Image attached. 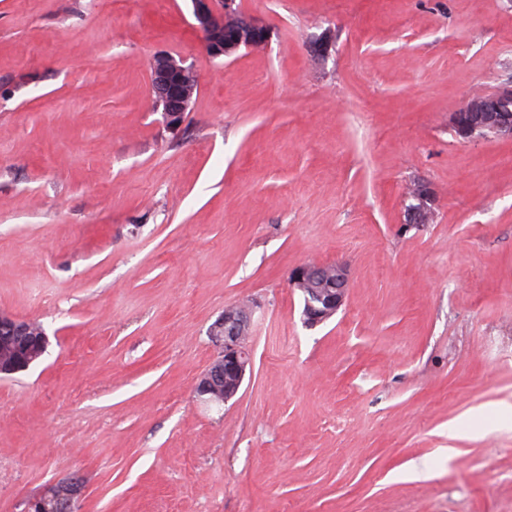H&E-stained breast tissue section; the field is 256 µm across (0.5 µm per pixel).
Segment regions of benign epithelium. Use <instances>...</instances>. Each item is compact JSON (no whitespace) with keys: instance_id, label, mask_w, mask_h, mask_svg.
Listing matches in <instances>:
<instances>
[{"instance_id":"1","label":"benign epithelium","mask_w":512,"mask_h":512,"mask_svg":"<svg viewBox=\"0 0 512 512\" xmlns=\"http://www.w3.org/2000/svg\"><path fill=\"white\" fill-rule=\"evenodd\" d=\"M196 26L205 35V51L213 59L224 58L244 47L258 48L269 38L268 27L251 17H240L239 26L225 28L229 17L240 13L236 0H191ZM191 68L182 59L169 54L153 57L150 64V86L156 106L162 108L166 126L178 127L191 105L194 87L186 81ZM452 126L466 141L487 138L512 139V88L491 96L475 95L453 113ZM409 197L413 203L405 206L404 223H426L427 204L433 194L423 184L415 185ZM293 288L301 296V321L315 328L332 318L346 298L348 274L339 263H307L295 267L290 274ZM253 321V309L245 303L224 307V313L212 324L209 337L217 357L198 379L197 396H217L222 403L231 401L239 392L247 370L252 367V354L246 344ZM0 335L9 343L23 346L25 353L17 362L0 360V378L26 372L35 365L32 346L45 353L49 337L36 322L0 314ZM85 492L84 481L76 478L59 479L48 485L38 496L27 501L24 512H43L52 502L63 512H76Z\"/></svg>"}]
</instances>
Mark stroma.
<instances>
[{
    "instance_id": "stroma-1",
    "label": "stroma",
    "mask_w": 512,
    "mask_h": 512,
    "mask_svg": "<svg viewBox=\"0 0 512 512\" xmlns=\"http://www.w3.org/2000/svg\"><path fill=\"white\" fill-rule=\"evenodd\" d=\"M240 3L269 39L213 59L190 0H0V313L50 341L0 380V512L71 473L81 512H512V140L451 127L512 87V0ZM312 261L348 292L309 329ZM192 75L191 68L182 59L169 54L153 57L150 64V86L157 107L162 106V117L166 126L178 127L188 112L194 92L185 77ZM410 193L408 199L412 198L414 203L405 205L404 221L408 224H425L427 204L432 200L433 194L430 188L423 184L414 185ZM290 282L300 292L302 324L311 329L332 318L343 306L348 274L339 263H307L291 271ZM253 321V309L245 303L226 306L212 324L209 337L217 357L198 379V397L217 396L224 405L239 392L247 370L252 367V354L246 344Z\"/></svg>"
}]
</instances>
